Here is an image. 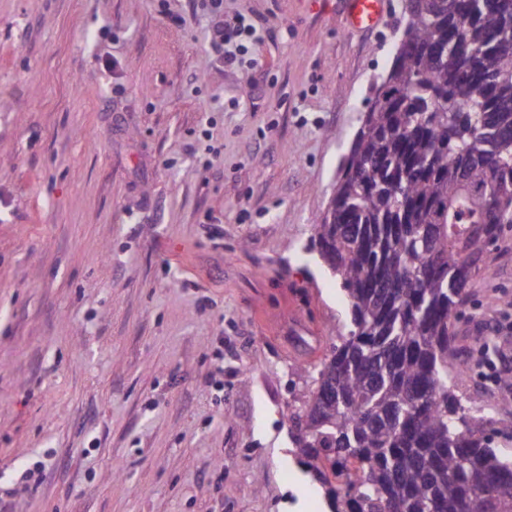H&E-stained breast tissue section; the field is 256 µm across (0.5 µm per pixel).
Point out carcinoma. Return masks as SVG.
Returning a JSON list of instances; mask_svg holds the SVG:
<instances>
[{
    "mask_svg": "<svg viewBox=\"0 0 512 512\" xmlns=\"http://www.w3.org/2000/svg\"><path fill=\"white\" fill-rule=\"evenodd\" d=\"M512 224V0H408L309 249L350 329L288 413L332 512H512V423L448 388L473 272Z\"/></svg>",
    "mask_w": 512,
    "mask_h": 512,
    "instance_id": "cac0c4a2",
    "label": "carcinoma"
}]
</instances>
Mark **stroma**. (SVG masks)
Masks as SVG:
<instances>
[{
    "label": "stroma",
    "instance_id": "1",
    "mask_svg": "<svg viewBox=\"0 0 512 512\" xmlns=\"http://www.w3.org/2000/svg\"><path fill=\"white\" fill-rule=\"evenodd\" d=\"M406 0H224L259 27L217 63L190 0H0V484L13 512H329L288 408L350 318L306 247ZM454 324L462 402L512 398V224ZM207 309H200V302ZM345 26L351 31L372 30L389 10V0H346Z\"/></svg>",
    "mask_w": 512,
    "mask_h": 512
}]
</instances>
